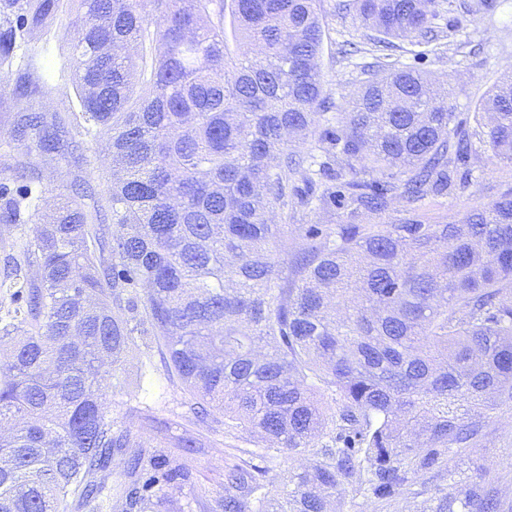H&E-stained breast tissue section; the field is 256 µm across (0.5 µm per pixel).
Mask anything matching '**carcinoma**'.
Instances as JSON below:
<instances>
[{"label":"carcinoma","mask_w":512,"mask_h":512,"mask_svg":"<svg viewBox=\"0 0 512 512\" xmlns=\"http://www.w3.org/2000/svg\"><path fill=\"white\" fill-rule=\"evenodd\" d=\"M64 0H0V74ZM70 36L80 111L106 138L108 196L42 214L45 191L0 184V512H85L113 453L128 456L113 512H148L181 467L113 429L103 393L146 336L182 382L257 433L224 466L219 512H331L356 485L401 498L512 400V194L460 224H337L284 270L288 181L317 175L296 147L316 131L319 0H79ZM377 43L431 41L439 0H355ZM447 93L408 68L371 75L329 135L350 163L341 197L381 212L454 180ZM467 132L512 163V86ZM57 115L24 117L28 153L63 146ZM400 185L368 182L367 163ZM280 211L281 224L270 215ZM318 437L327 439L316 447ZM314 449L270 491L268 451ZM260 460L265 466L254 464ZM499 512L457 485L431 512Z\"/></svg>","instance_id":"carcinoma-1"}]
</instances>
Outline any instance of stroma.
<instances>
[{"instance_id":"35a3bbf8","label":"stroma","mask_w":512,"mask_h":512,"mask_svg":"<svg viewBox=\"0 0 512 512\" xmlns=\"http://www.w3.org/2000/svg\"><path fill=\"white\" fill-rule=\"evenodd\" d=\"M319 9L324 30L318 60L324 129L335 128L373 70L405 66L435 80L449 92V111L466 124L501 77L512 72V0H440L434 40L421 44L400 40L391 50L379 46L375 31L362 25L353 0H320ZM71 18V12H63L52 34L30 38L12 74L0 81V178L9 177L17 162L31 161L47 195L69 197L73 184L92 186L94 197L79 201L90 212L105 197L109 182L100 145L66 127L64 148L44 164L38 156H27L26 139L15 135L20 114L12 99L20 83L28 85V111L54 112L65 120L79 108L68 69L70 41L65 32ZM464 169L466 178L456 180L446 195L428 197L413 208L396 197L379 214L354 213L339 203L320 202L300 178H293L294 195L307 203L290 210L288 234L276 244L282 265L292 264L310 246L305 234L309 224L322 229L330 224H398L408 219L457 224L512 193V164L483 153L468 159ZM148 345L153 370L141 371L136 357H129L116 373V386L106 391L112 401V421L115 428L137 435L147 448H160L185 466L178 488L161 492L157 512H210L224 493L225 463L237 449L255 447L256 441L221 409L209 408L205 419L195 418L191 407L196 397L171 373L159 342L152 339ZM185 439L195 440V447H182ZM453 476L466 488L495 492L500 512H512V401L500 405L471 447L449 453L445 465L419 479L406 497L381 504L349 486L338 512H420L421 503L447 493Z\"/></svg>"}]
</instances>
